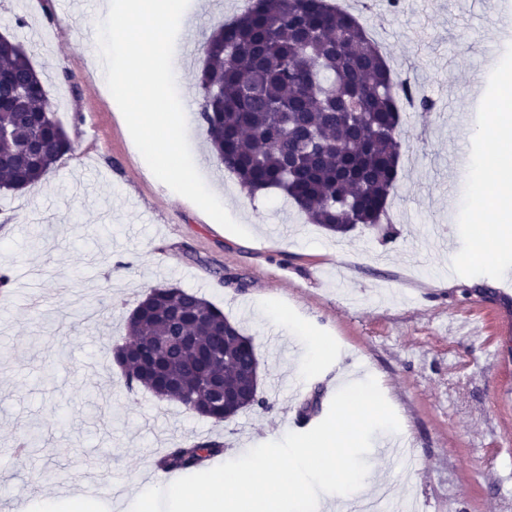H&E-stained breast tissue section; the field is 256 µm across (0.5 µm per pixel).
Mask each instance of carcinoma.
Returning a JSON list of instances; mask_svg holds the SVG:
<instances>
[{"label":"carcinoma","mask_w":512,"mask_h":512,"mask_svg":"<svg viewBox=\"0 0 512 512\" xmlns=\"http://www.w3.org/2000/svg\"><path fill=\"white\" fill-rule=\"evenodd\" d=\"M206 65L197 79L200 118L211 149L243 189L254 196L278 191L313 224L344 234L376 228L388 219L404 139L400 101L429 111L434 102L389 65L360 20L328 0H254L230 22L204 35ZM0 188L36 185L73 145L54 112L44 114L46 93L22 43L0 38ZM128 335L148 348L164 336L194 333L195 345L170 343L156 366L137 358L113 360L128 391L143 389L217 423L257 405L258 393L238 392L260 378L253 339L198 294L156 286L131 313ZM227 358L230 396L224 406L195 381L196 350ZM182 379L173 390L168 376ZM224 451L206 439L176 444L159 469L190 473Z\"/></svg>","instance_id":"carcinoma-1"}]
</instances>
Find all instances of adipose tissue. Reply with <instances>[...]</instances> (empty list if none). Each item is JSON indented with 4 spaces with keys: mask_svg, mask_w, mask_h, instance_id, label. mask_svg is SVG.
Segmentation results:
<instances>
[{
    "mask_svg": "<svg viewBox=\"0 0 512 512\" xmlns=\"http://www.w3.org/2000/svg\"><path fill=\"white\" fill-rule=\"evenodd\" d=\"M484 138L487 154L471 164L469 205L478 223L494 228L480 249L490 260L512 249V119L497 116Z\"/></svg>",
    "mask_w": 512,
    "mask_h": 512,
    "instance_id": "adipose-tissue-1",
    "label": "adipose tissue"
}]
</instances>
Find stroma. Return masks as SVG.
I'll return each instance as SVG.
<instances>
[{
    "label": "stroma",
    "instance_id": "35a3bbf8",
    "mask_svg": "<svg viewBox=\"0 0 512 512\" xmlns=\"http://www.w3.org/2000/svg\"><path fill=\"white\" fill-rule=\"evenodd\" d=\"M185 41L244 10L245 0H189ZM360 16L393 76L431 98L408 109L385 230L336 235L277 193L250 197L213 156L198 119L187 136L202 178L250 233L239 237L147 170L105 93L65 0H0V33L30 52L72 153L32 188L0 192V512L39 508L79 486L109 502L151 479L174 444L241 449L313 428L342 377L375 378L413 462L382 463L385 499L417 512H512V333L500 329L495 260L455 267L443 249L471 244L475 219L461 142L483 152L512 70V0H335ZM482 89L472 86L474 72ZM172 285L221 308L252 336L268 409L216 423L175 402L130 393L112 348L145 292ZM327 346L302 370L305 337Z\"/></svg>",
    "mask_w": 512,
    "mask_h": 512
}]
</instances>
